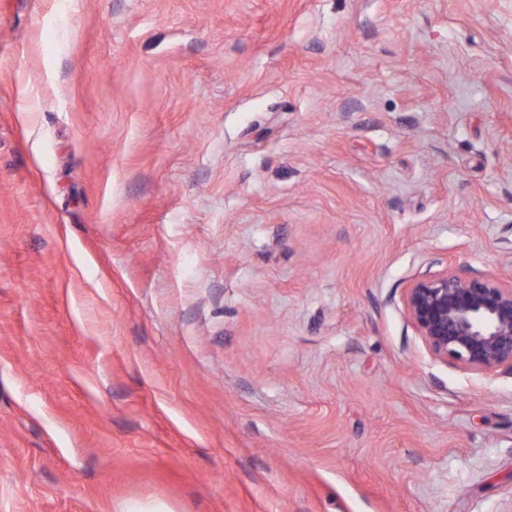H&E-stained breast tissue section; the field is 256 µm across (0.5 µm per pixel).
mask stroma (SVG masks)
Wrapping results in <instances>:
<instances>
[{"mask_svg":"<svg viewBox=\"0 0 512 512\" xmlns=\"http://www.w3.org/2000/svg\"><path fill=\"white\" fill-rule=\"evenodd\" d=\"M512 0H0V512H512ZM407 316L432 357L481 374L512 370V283L490 274L448 270L413 279L403 297Z\"/></svg>","mask_w":512,"mask_h":512,"instance_id":"obj_1","label":"stroma"}]
</instances>
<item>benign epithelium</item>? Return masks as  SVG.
I'll return each instance as SVG.
<instances>
[{
  "instance_id": "obj_1",
  "label": "benign epithelium",
  "mask_w": 512,
  "mask_h": 512,
  "mask_svg": "<svg viewBox=\"0 0 512 512\" xmlns=\"http://www.w3.org/2000/svg\"><path fill=\"white\" fill-rule=\"evenodd\" d=\"M403 303L432 357L477 374L512 370V286L496 276L421 275Z\"/></svg>"
}]
</instances>
